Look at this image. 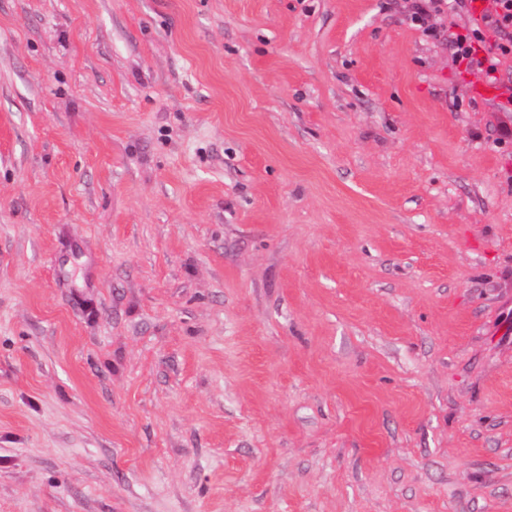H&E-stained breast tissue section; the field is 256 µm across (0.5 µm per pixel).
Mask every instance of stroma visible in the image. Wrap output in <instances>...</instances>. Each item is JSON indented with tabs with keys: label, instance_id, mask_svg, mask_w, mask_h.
Listing matches in <instances>:
<instances>
[{
	"label": "stroma",
	"instance_id": "obj_1",
	"mask_svg": "<svg viewBox=\"0 0 512 512\" xmlns=\"http://www.w3.org/2000/svg\"><path fill=\"white\" fill-rule=\"evenodd\" d=\"M415 5L0 0V512H512V56ZM480 20L484 27L502 35L500 41L487 46L485 32L478 24L463 27L450 34L454 60L465 64L466 69L476 67L488 83L496 84L500 58L512 55V0H494L493 12L483 14ZM480 51L485 55L478 58Z\"/></svg>",
	"mask_w": 512,
	"mask_h": 512
}]
</instances>
